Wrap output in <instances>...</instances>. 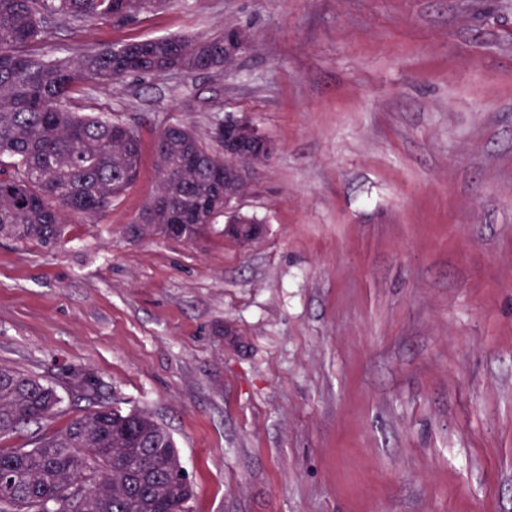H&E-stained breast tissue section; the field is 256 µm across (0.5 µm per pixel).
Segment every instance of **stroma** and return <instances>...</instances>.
I'll return each mask as SVG.
<instances>
[{
	"label": "stroma",
	"instance_id": "1",
	"mask_svg": "<svg viewBox=\"0 0 512 512\" xmlns=\"http://www.w3.org/2000/svg\"><path fill=\"white\" fill-rule=\"evenodd\" d=\"M245 30L226 72L88 85L138 181L63 244L0 239V366L81 378L174 437L188 512H512V0H169L44 50ZM250 120L278 152L240 246L129 238L156 141Z\"/></svg>",
	"mask_w": 512,
	"mask_h": 512
}]
</instances>
